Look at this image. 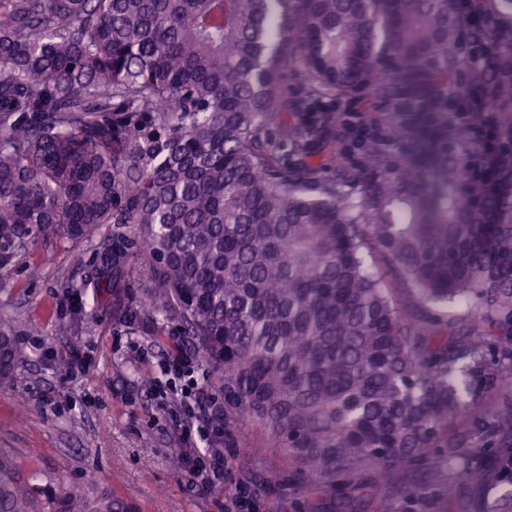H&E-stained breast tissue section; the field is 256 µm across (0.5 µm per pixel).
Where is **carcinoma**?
I'll return each mask as SVG.
<instances>
[{
  "label": "carcinoma",
  "instance_id": "1",
  "mask_svg": "<svg viewBox=\"0 0 512 512\" xmlns=\"http://www.w3.org/2000/svg\"><path fill=\"white\" fill-rule=\"evenodd\" d=\"M512 0H0V272L40 240L106 224L91 283L146 271L136 313L206 365L224 448L256 428L319 476L370 467L377 512L434 479L512 483ZM489 65L456 84L501 142L496 180L454 158L429 182L371 138L307 160L282 82L394 102L454 77L467 31ZM298 162L288 163L277 135ZM422 307L403 310L394 292ZM465 304V315L448 308ZM17 321L0 315L5 378ZM464 425L448 436V424ZM0 512H135L0 452Z\"/></svg>",
  "mask_w": 512,
  "mask_h": 512
}]
</instances>
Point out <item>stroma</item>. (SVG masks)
Here are the masks:
<instances>
[{
    "label": "stroma",
    "mask_w": 512,
    "mask_h": 512,
    "mask_svg": "<svg viewBox=\"0 0 512 512\" xmlns=\"http://www.w3.org/2000/svg\"><path fill=\"white\" fill-rule=\"evenodd\" d=\"M299 104L289 123L312 126L305 141L312 159L335 167L359 112H376L383 126L400 125L401 148L424 173L449 157L473 160L483 135L470 128L467 139L447 137L456 126L458 106L449 101L446 126L431 124L423 112H392L386 103L311 96L300 67L286 79ZM100 240L79 243L50 236L30 250L8 275L0 276V314L19 324L17 360L10 380L0 382V451L21 467L41 471L52 482L82 488L88 496L112 495L137 512H225L232 498L245 495L243 512H374L381 489L372 471L355 476L352 489L331 495L318 478L279 484L297 469L279 449L265 447L260 432L246 429L240 449L227 456L221 487L202 491L181 462V429L193 422L207 430L202 408L206 370L188 354L169 362L176 326L167 320L128 321L122 309H137L144 297L141 267L128 264L121 288H96L89 277ZM194 386L191 407L176 403L182 388ZM439 483L405 495L398 512H472L469 486L438 497Z\"/></svg>",
    "instance_id": "35a3bbf8"
}]
</instances>
